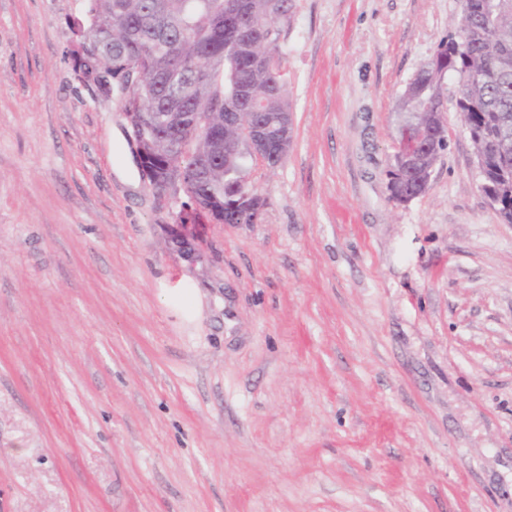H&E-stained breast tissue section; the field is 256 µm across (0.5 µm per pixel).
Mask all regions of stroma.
I'll return each instance as SVG.
<instances>
[{
    "label": "stroma",
    "instance_id": "obj_1",
    "mask_svg": "<svg viewBox=\"0 0 512 512\" xmlns=\"http://www.w3.org/2000/svg\"><path fill=\"white\" fill-rule=\"evenodd\" d=\"M85 6L0 0V512H512V224L454 77L425 193L389 190L461 0H295L254 224L118 177Z\"/></svg>",
    "mask_w": 512,
    "mask_h": 512
}]
</instances>
